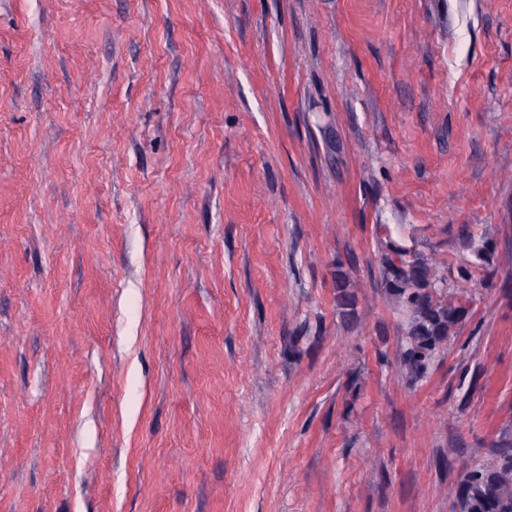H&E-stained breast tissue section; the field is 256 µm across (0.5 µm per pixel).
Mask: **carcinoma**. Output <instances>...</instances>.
Here are the masks:
<instances>
[{"label": "carcinoma", "instance_id": "carcinoma-1", "mask_svg": "<svg viewBox=\"0 0 512 512\" xmlns=\"http://www.w3.org/2000/svg\"><path fill=\"white\" fill-rule=\"evenodd\" d=\"M385 236L379 238L380 288L394 303L401 320L405 344L399 355L401 367L413 380L423 378L440 356L443 344L456 334L466 320L468 310L459 297L485 276H475L470 269L461 271L456 291L440 267L425 258L411 239L392 236L386 224L380 225ZM465 247L476 258V267L490 264L492 244L468 237ZM336 306L348 320L357 318L355 282L343 267L334 273ZM455 512H512V440L493 445L491 459L467 466L460 479Z\"/></svg>", "mask_w": 512, "mask_h": 512}]
</instances>
